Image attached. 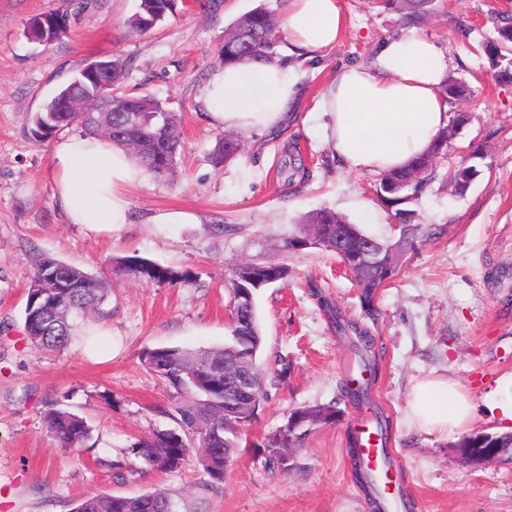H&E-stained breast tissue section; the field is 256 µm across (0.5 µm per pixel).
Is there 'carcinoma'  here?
Wrapping results in <instances>:
<instances>
[{
	"label": "carcinoma",
	"mask_w": 512,
	"mask_h": 512,
	"mask_svg": "<svg viewBox=\"0 0 512 512\" xmlns=\"http://www.w3.org/2000/svg\"><path fill=\"white\" fill-rule=\"evenodd\" d=\"M177 0H139L137 12L130 19L133 32L143 35L173 13ZM68 16L61 11H51L32 17L27 23L29 37L41 43L54 42L66 33ZM276 33V19L265 7L256 8L236 20L224 35L218 49V57L224 64L251 59L263 62L272 58L270 47ZM490 69L495 75L512 76V19L506 18L497 27V37L485 47ZM104 63L112 70V83L128 108L136 110V121L126 123L127 113L110 115L112 144L128 150L138 163L158 177H167L175 169L183 143L181 120L167 111L160 100L148 94H132L125 90L126 64L107 57ZM67 87L48 101L33 116V132L46 138L64 128L78 126L93 137H103L100 123L89 115L66 112ZM446 97L462 100L469 97L468 86L449 76L445 80ZM468 122V115L457 112L448 127L439 132L430 148L412 159L405 167L387 171L379 182L380 199L391 208L393 217L406 223L415 220L416 211L407 205L418 199L431 179L436 159L447 147L456 130ZM244 136L225 134L218 138L212 152V160L222 165L235 160L244 149ZM483 158L481 149L474 150L451 177L456 192L467 190L471 182L481 174L475 160ZM347 224L345 217L333 210L323 209L304 217L298 235L291 236L286 246L303 250L319 246L326 251L336 249V226ZM348 242L352 245L372 242L384 246L386 242L363 231L355 224H348ZM136 268L140 279L154 283L186 286L193 278L145 258L131 256L116 261L115 270L124 272ZM265 279L288 280V267L260 263H242L231 269L225 285L229 293L244 285L239 276L246 270ZM357 282L363 284L360 303L364 312L373 316L376 308L370 300L374 292L377 272H353ZM56 277L59 287L45 288V295L37 299L28 294L24 309V334L33 347L54 352L65 349L73 339L83 334L91 339V327L104 315L103 306L109 288L104 278L60 261L45 253L38 255L33 267V281L50 282ZM320 306L332 319L336 334L350 339L354 358L363 373L375 374L377 369L374 343L368 331L344 319L329 298L320 290L314 291ZM256 334L248 335L235 326L230 329L229 343L207 350L190 351L178 347L146 349L141 362L161 380L172 386L180 395L188 398L172 406L171 416L179 421L177 430H158L150 436L133 442L128 453L133 455L144 470H164L162 464L170 462L169 469L182 467L191 460L203 466L211 478V484L224 483V475L232 465L240 447V433L234 424L248 421L255 416L265 398L264 382H259L249 397L246 416H236L234 403L224 397V382L216 374H224V350L230 348L235 358L250 361L254 373L262 375L259 359L263 354V336L258 315H253ZM372 380H362L353 386L345 381L340 386L341 396L354 406L371 401ZM340 410L336 404L302 406L293 409L287 423L275 433L255 444L262 449L265 466L273 473L287 474L293 469L295 452L301 448L306 436L317 426L336 422ZM47 423L61 446L80 452L90 439L92 428L86 419L66 408H52ZM496 445L505 450L506 458L512 457V434L465 436L459 446L488 448ZM357 439L348 435L346 451L350 457L353 476L359 484L372 512H389L392 498L381 491L378 479L370 473L357 455ZM174 508L170 496L162 490H154L137 496L88 495L74 504L72 512H165Z\"/></svg>",
	"instance_id": "cac0c4a2"
}]
</instances>
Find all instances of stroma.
<instances>
[{
  "instance_id": "stroma-1",
  "label": "stroma",
  "mask_w": 512,
  "mask_h": 512,
  "mask_svg": "<svg viewBox=\"0 0 512 512\" xmlns=\"http://www.w3.org/2000/svg\"><path fill=\"white\" fill-rule=\"evenodd\" d=\"M139 0H0V512H71L89 494L134 496L166 491L177 512H368L346 452L355 423L389 420L393 471L413 512H512V461L467 463L461 433L428 435L411 426L406 403L414 383L442 375L463 385L477 406L468 433L500 432L486 399L512 373V81L495 79L484 53L512 0H429L413 21L388 0H342L346 31L332 49L298 61L301 102L273 131L245 136L243 154L210 160L218 129L203 93L221 67L225 30L263 5L285 13L288 0H177L174 14L144 35L128 28ZM60 10L65 35L49 45L25 35L34 15ZM417 27L448 58V72L472 95L450 104L470 121L438 158L435 177L412 204L417 230L396 225L376 194L380 176L347 170L312 114L326 83L345 65L370 64L387 38ZM119 57L125 87L159 99L179 116L184 148L173 180L143 173L130 195L133 221L109 230L66 223L52 196L54 145L81 137L73 126L39 140L32 116L88 62ZM482 147L481 175L457 193L450 174ZM296 158L304 180L287 183ZM199 216L196 224H154L160 210ZM332 209L405 254L367 318L353 275L330 252L288 249L305 214ZM46 253L105 278L110 290L95 348L73 342L47 353L24 337L22 312L33 274L31 257ZM139 256L190 273L187 286L157 284L112 271L118 257ZM255 262L287 265V284L261 290L266 397L249 441L221 487L196 462L179 470H141L128 448L177 423L173 388L140 361L158 347L223 345L230 302L224 272ZM342 315L367 328L378 371L368 405L340 398L350 346L337 336L313 289ZM290 369L274 378L278 357ZM337 401L336 423L314 429L293 470L273 474L254 442L284 425L291 409ZM85 417L92 437L83 452L62 448L47 427L51 407Z\"/></svg>"
}]
</instances>
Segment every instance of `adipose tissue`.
<instances>
[{"mask_svg": "<svg viewBox=\"0 0 512 512\" xmlns=\"http://www.w3.org/2000/svg\"><path fill=\"white\" fill-rule=\"evenodd\" d=\"M279 27L292 52L336 46L345 30L340 0H289ZM448 60L432 36L412 30L390 38L369 65L341 67L317 105L325 138L347 168L382 173L423 153L448 122L441 92ZM298 101L293 66L227 64L210 80L204 97L209 124L247 132L282 125ZM53 198L67 223L98 230L132 221L130 194L142 177L128 152L103 139L69 138L52 150ZM408 414L427 434L464 429L476 416L469 393L437 376L416 382Z\"/></svg>", "mask_w": 512, "mask_h": 512, "instance_id": "adipose-tissue-1", "label": "adipose tissue"}]
</instances>
